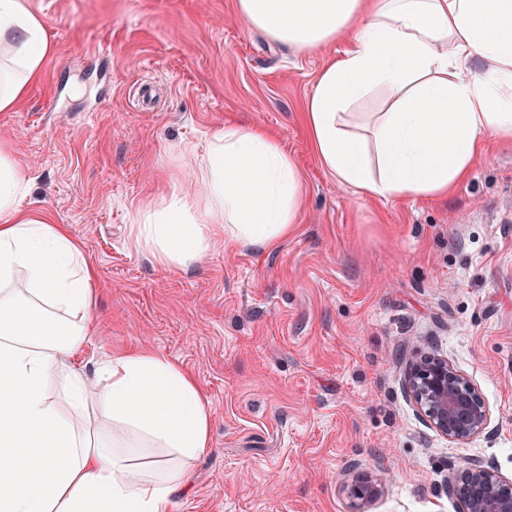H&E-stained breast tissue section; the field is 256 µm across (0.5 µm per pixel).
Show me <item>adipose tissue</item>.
I'll list each match as a JSON object with an SVG mask.
<instances>
[{
    "mask_svg": "<svg viewBox=\"0 0 512 512\" xmlns=\"http://www.w3.org/2000/svg\"><path fill=\"white\" fill-rule=\"evenodd\" d=\"M236 10L298 53L346 41L303 112L342 185L443 198L488 143L512 140V0H236ZM50 54L29 0H0V112L20 104ZM376 87L385 108L352 132L348 109ZM190 168V187L172 186L131 218L134 244L160 268L291 234L301 174L264 127L225 124ZM28 191L0 150V512H170L210 445L207 401L155 351L112 356L102 385L69 366L90 332L94 269L65 225L21 209Z\"/></svg>",
    "mask_w": 512,
    "mask_h": 512,
    "instance_id": "obj_1",
    "label": "adipose tissue"
}]
</instances>
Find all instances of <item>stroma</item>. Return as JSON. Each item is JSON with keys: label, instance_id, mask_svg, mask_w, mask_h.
<instances>
[{"label": "stroma", "instance_id": "stroma-1", "mask_svg": "<svg viewBox=\"0 0 512 512\" xmlns=\"http://www.w3.org/2000/svg\"><path fill=\"white\" fill-rule=\"evenodd\" d=\"M31 5L53 53L0 112V146L30 185L23 207L69 225L95 269L72 365L148 348L206 395L210 446L171 512H349L353 466L385 487L372 512H460L448 474L471 458L512 479V142L448 198H369L320 166L302 121L344 41L295 54L245 27L235 0ZM228 122L264 126L296 159V229L163 270L134 245L132 213L187 183L191 151ZM419 348L475 383L484 433L454 442L423 420L403 387Z\"/></svg>", "mask_w": 512, "mask_h": 512}]
</instances>
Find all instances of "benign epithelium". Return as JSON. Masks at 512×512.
Returning <instances> with one entry per match:
<instances>
[{"label": "benign epithelium", "mask_w": 512, "mask_h": 512, "mask_svg": "<svg viewBox=\"0 0 512 512\" xmlns=\"http://www.w3.org/2000/svg\"><path fill=\"white\" fill-rule=\"evenodd\" d=\"M405 389L424 421L441 435L462 442L486 431L490 409L478 388L448 362L419 351L408 362ZM352 512H368L382 495L379 481L354 475L343 486ZM448 495L462 512H512V479L476 459H468L448 476Z\"/></svg>", "instance_id": "1"}]
</instances>
